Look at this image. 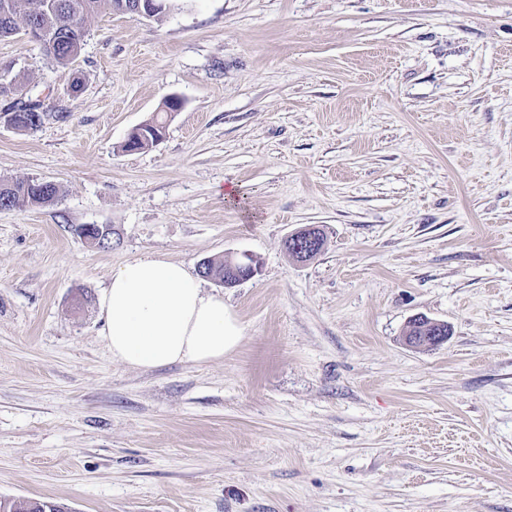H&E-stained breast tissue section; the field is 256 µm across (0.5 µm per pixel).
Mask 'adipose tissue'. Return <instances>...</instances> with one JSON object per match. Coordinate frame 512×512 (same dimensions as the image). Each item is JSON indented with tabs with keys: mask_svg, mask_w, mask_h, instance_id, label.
<instances>
[{
	"mask_svg": "<svg viewBox=\"0 0 512 512\" xmlns=\"http://www.w3.org/2000/svg\"><path fill=\"white\" fill-rule=\"evenodd\" d=\"M114 360L133 368L223 360L244 326L183 263L146 255L114 269L100 302Z\"/></svg>",
	"mask_w": 512,
	"mask_h": 512,
	"instance_id": "adipose-tissue-1",
	"label": "adipose tissue"
}]
</instances>
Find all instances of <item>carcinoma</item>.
<instances>
[{
    "label": "carcinoma",
    "instance_id": "1",
    "mask_svg": "<svg viewBox=\"0 0 512 512\" xmlns=\"http://www.w3.org/2000/svg\"><path fill=\"white\" fill-rule=\"evenodd\" d=\"M9 6V14L0 12V38L20 34L32 24H38L59 34L57 55L52 59L58 66L71 62L74 44L83 41L89 21L104 11L113 9L116 0H53L54 9L44 8L45 0H0ZM20 123L21 132L35 131L53 116L51 112H34L26 106H11ZM163 122L152 119L143 128L128 136L123 148L139 151L153 146L155 137L162 135ZM58 197V187L52 182L30 179L0 181V209L10 210L19 205L44 206Z\"/></svg>",
    "mask_w": 512,
    "mask_h": 512
}]
</instances>
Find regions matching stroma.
<instances>
[{
  "mask_svg": "<svg viewBox=\"0 0 512 512\" xmlns=\"http://www.w3.org/2000/svg\"><path fill=\"white\" fill-rule=\"evenodd\" d=\"M8 63L51 117L0 126V180L59 195L0 210V499L512 512V0H176L98 14L65 67L0 39ZM172 95L162 140L125 151ZM308 226L325 245L298 262ZM230 252L258 273L203 286L235 351L113 361L114 268ZM416 315L449 341L407 346ZM120 1L116 6L113 14L119 15H133L142 18H153L164 13L160 4L154 1L158 0H118ZM157 10H159L157 12ZM157 12V14H156ZM156 14V16H155ZM315 227H305L288 236V250L292 251L300 260H306L314 255L320 248L318 234Z\"/></svg>",
  "mask_w": 512,
  "mask_h": 512,
  "instance_id": "stroma-1",
  "label": "stroma"
}]
</instances>
